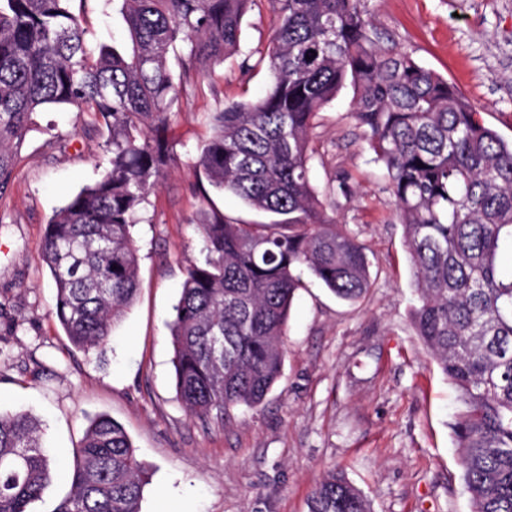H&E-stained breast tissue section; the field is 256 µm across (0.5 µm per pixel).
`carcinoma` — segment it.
Masks as SVG:
<instances>
[{"mask_svg":"<svg viewBox=\"0 0 512 512\" xmlns=\"http://www.w3.org/2000/svg\"><path fill=\"white\" fill-rule=\"evenodd\" d=\"M87 0H0V198L11 190L31 116L74 106L107 129L109 168L56 208L42 238L55 317L71 344L104 349L139 289L132 228L174 161L163 133L180 90L238 51L252 0H119L132 53L85 48ZM268 82L213 113L197 165L208 186L269 213L240 224L211 211L205 256L187 275L169 324L185 408L222 424L278 381L284 336L307 271L336 297L370 287L364 248L328 217L312 185L319 111L346 85L354 117L388 178L416 278L417 336L457 391L452 426L471 512H512V142L487 127L448 80L372 37L364 0H270ZM182 53L180 72L170 56ZM326 195L349 199L338 177ZM57 512H141L149 466L125 429L93 421L75 450ZM54 479L39 421L0 413V512H32ZM309 512H371L333 473Z\"/></svg>","mask_w":512,"mask_h":512,"instance_id":"carcinoma-1","label":"carcinoma"}]
</instances>
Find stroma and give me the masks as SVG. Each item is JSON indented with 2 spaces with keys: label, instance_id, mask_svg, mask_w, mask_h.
<instances>
[{
  "label": "stroma",
  "instance_id": "stroma-1",
  "mask_svg": "<svg viewBox=\"0 0 512 512\" xmlns=\"http://www.w3.org/2000/svg\"><path fill=\"white\" fill-rule=\"evenodd\" d=\"M365 6L376 38L455 85L512 141V0ZM86 18L90 52L127 41L112 0H88ZM271 18L269 0H253L238 52L173 104L167 137L176 161L133 229L139 291L101 352L76 349L56 320L41 241L54 208L105 170L108 132L73 108L32 116L12 190L0 199V410L34 415L53 453L55 480L33 512H56L70 494L73 452L100 415L124 427L150 467L142 512H308L311 489L333 471L372 512H471L449 428L457 395L416 333L403 228L353 117L352 88L320 112L309 167L319 189L349 177L352 198H336L329 212L364 248L368 292L342 301L304 276L282 375L261 405L236 408L217 425L191 416L177 396L169 323L186 269L202 257L203 212L268 220L232 195H201L196 161L211 113L262 94Z\"/></svg>",
  "mask_w": 512,
  "mask_h": 512
}]
</instances>
